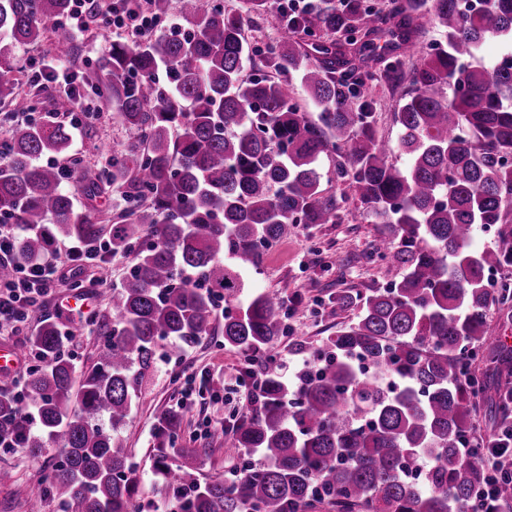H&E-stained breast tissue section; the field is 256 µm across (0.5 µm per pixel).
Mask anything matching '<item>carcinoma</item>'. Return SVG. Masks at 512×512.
<instances>
[{
	"label": "carcinoma",
	"instance_id": "carcinoma-1",
	"mask_svg": "<svg viewBox=\"0 0 512 512\" xmlns=\"http://www.w3.org/2000/svg\"><path fill=\"white\" fill-rule=\"evenodd\" d=\"M269 0H179L182 24L145 40L114 41L92 88L134 129L138 142L112 168L73 159L87 196L106 188L124 207L116 224L79 211L60 174L40 160L70 156L63 122L13 128L0 155V220L20 225L18 261L39 259L60 238L104 236L112 255L134 254L109 300L112 323L96 360L76 373L60 354L51 320L28 347L46 364L28 373V412L0 378V433L23 435L36 456L45 443L61 460L33 499L56 497L73 512H138L141 482L118 433L159 350L192 346L221 322L224 346L261 359L258 408L235 420L224 453L255 459L231 480L201 482L193 454L178 444L180 417H156L154 474L174 512H473L484 464L461 453L479 403L502 411L512 370L494 384L471 372L476 357L512 355L487 336V312L512 301V287L487 275L512 267V58L488 69L487 41L512 45V0H318L282 10L276 44L250 48L245 28ZM70 0H0V43L50 37L54 55L76 47L63 17ZM431 17L444 40H422ZM394 57L381 77L399 128L405 168L378 136L368 62ZM259 61L266 74L244 75ZM165 69L169 83L156 78ZM300 75L317 119L277 75ZM0 53V103L18 83ZM336 153L340 194L322 188L319 159ZM382 220L387 232L370 256L399 269L388 287L336 295L360 308L322 350L297 352L304 364L287 380L271 351L286 328L281 290L248 292L249 274L270 243L299 224H336L344 204ZM496 229L491 247L472 248L477 227ZM378 375L359 372L354 356ZM112 425L107 430L105 423ZM431 456L419 464L423 453ZM499 508L512 512V456L495 463Z\"/></svg>",
	"mask_w": 512,
	"mask_h": 512
}]
</instances>
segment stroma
<instances>
[{
  "instance_id": "stroma-1",
  "label": "stroma",
  "mask_w": 512,
  "mask_h": 512,
  "mask_svg": "<svg viewBox=\"0 0 512 512\" xmlns=\"http://www.w3.org/2000/svg\"><path fill=\"white\" fill-rule=\"evenodd\" d=\"M130 38L125 29L87 23L85 30L75 35L78 53L67 68L78 76H86L97 70L113 42ZM136 139V132L123 124L117 112L106 104L92 118L82 120L74 131L73 150L84 162L101 167L108 164L113 152L125 149ZM384 230L374 216L355 210L338 224L298 225L293 236L266 248L253 282L259 289L282 288L287 292L286 324L290 332L281 336L274 347L278 362L286 370H293L298 362L294 355L297 344L317 349L335 334L337 327L355 321L357 308L334 309L337 293H366L398 279V270L369 256L371 241ZM130 264V257L111 256L106 262L84 266L76 275L62 277L43 305L30 314L22 334L0 335V347H25L28 337L47 318L74 331L78 343L75 366H89L101 344L97 327L106 314L112 288L121 283ZM77 282L85 287L89 309L84 313L70 312L66 306ZM185 354L190 370L197 376L209 377V386L216 391L221 388L223 375L238 374L245 367L240 354L225 348L224 338L216 328L187 348ZM175 370L169 356L157 354L144 376L131 416L120 429L130 461L141 475L138 502L148 506L149 512H167L169 507L162 483L153 473L149 451L157 415L173 408L180 396L181 384ZM246 404L241 393L225 395L223 402L217 404L197 396L182 410V443L196 449L201 480L227 476L241 465L240 460L225 456L223 445L200 437L201 422L206 418L229 419ZM58 461L59 451L54 447L44 449L36 458L19 448H0V468L11 470L14 475L12 484L0 485V512H62L58 499L47 495L33 503L28 495L30 487L44 481Z\"/></svg>"
}]
</instances>
